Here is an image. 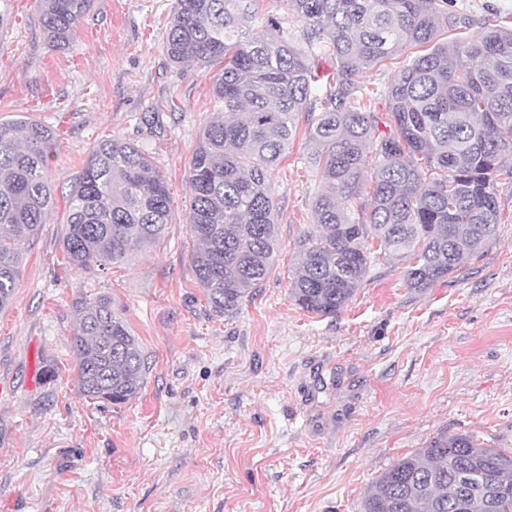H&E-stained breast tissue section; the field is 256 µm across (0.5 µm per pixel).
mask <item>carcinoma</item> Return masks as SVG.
I'll list each match as a JSON object with an SVG mask.
<instances>
[{
	"instance_id": "obj_1",
	"label": "carcinoma",
	"mask_w": 512,
	"mask_h": 512,
	"mask_svg": "<svg viewBox=\"0 0 512 512\" xmlns=\"http://www.w3.org/2000/svg\"><path fill=\"white\" fill-rule=\"evenodd\" d=\"M253 0H176L171 62L213 68L216 116L189 164L191 261L219 316L255 295L273 265L277 204L271 171L299 132L321 177L315 224L297 242L291 296L334 315L373 261L405 264L412 288L448 277L496 235L495 185L512 180V19L476 36L435 40L448 0H290L299 35L270 16L253 23ZM93 0H39V23L64 48ZM336 61L325 76L320 58ZM405 56L385 93L388 130L367 110L356 80ZM51 131L23 117L0 122V308L22 271L19 243L37 235L52 201ZM370 187L355 218L347 203ZM62 245L70 266H108L163 240L170 196L163 174L129 140L96 143L67 195ZM71 336L82 395L120 406L137 397L148 356L107 296L75 301ZM364 512H512V456L463 435H442L372 483Z\"/></svg>"
}]
</instances>
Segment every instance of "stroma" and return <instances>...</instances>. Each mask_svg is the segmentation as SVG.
Listing matches in <instances>:
<instances>
[{"instance_id": "obj_1", "label": "stroma", "mask_w": 512, "mask_h": 512, "mask_svg": "<svg viewBox=\"0 0 512 512\" xmlns=\"http://www.w3.org/2000/svg\"><path fill=\"white\" fill-rule=\"evenodd\" d=\"M176 0H94L53 48L38 0H0V119L52 130L51 218L21 245L0 309V512H363L374 480L434 437L464 434L512 455V182L501 224L448 278L409 287L374 262L336 315L290 296L296 241L320 176L296 138L271 174L279 248L253 299L211 311L191 264L189 163L214 112L210 70L169 61ZM471 32L512 0H449ZM117 136L165 176L163 243L109 266L64 258L66 194L92 147ZM107 295L151 368L114 406L82 395L70 347L80 297ZM55 364L41 383L38 361Z\"/></svg>"}]
</instances>
